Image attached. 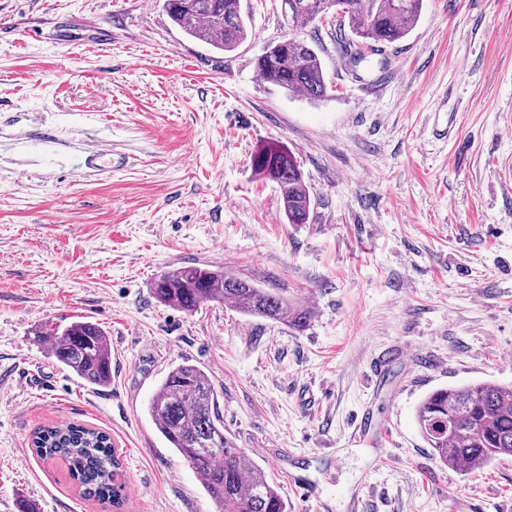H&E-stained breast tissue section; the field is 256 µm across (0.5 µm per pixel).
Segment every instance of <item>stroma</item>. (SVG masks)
<instances>
[{
  "label": "stroma",
  "mask_w": 512,
  "mask_h": 512,
  "mask_svg": "<svg viewBox=\"0 0 512 512\" xmlns=\"http://www.w3.org/2000/svg\"><path fill=\"white\" fill-rule=\"evenodd\" d=\"M162 4L0 0V512H108L31 446L65 422L110 434L127 512H218L147 414L185 361L292 512L316 503L293 476L325 512H512V458L441 466L415 422L435 389L512 386V0H424L355 66L310 24L318 101L256 71L290 32L281 0H241L249 35L226 53ZM269 143L297 159L307 223L252 167ZM190 264L308 306L309 326L158 303L154 280ZM74 320L107 331L110 386L34 343Z\"/></svg>",
  "instance_id": "35a3bbf8"
}]
</instances>
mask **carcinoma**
<instances>
[{"instance_id":"1","label":"carcinoma","mask_w":512,"mask_h":512,"mask_svg":"<svg viewBox=\"0 0 512 512\" xmlns=\"http://www.w3.org/2000/svg\"><path fill=\"white\" fill-rule=\"evenodd\" d=\"M423 0H288L284 10L294 34L271 45L256 62L262 80L307 99L328 96L322 62L301 34L311 23L338 15L336 31L349 28L354 38H336L352 58L355 47L374 51L381 43L406 37L417 23ZM170 20L186 35L224 52L248 37L241 0H163ZM256 174L280 188L290 224L308 222L311 197L295 156L283 145L268 144L252 159ZM155 299L191 313L205 302H231L240 311L302 330L310 310L255 287L223 270L198 265L164 272L152 285ZM36 342L56 363L89 385L112 381V350L99 324L77 320L52 329L33 330ZM147 412L152 422L195 471L219 512H288V501L264 470L232 437L208 375L194 364L172 367L158 386ZM422 437L439 463L461 471L487 467L512 457V386L481 381L442 387L416 409ZM32 446L41 458H60L87 497L105 501L117 512L125 505L122 465L109 434L75 424L47 426Z\"/></svg>"}]
</instances>
